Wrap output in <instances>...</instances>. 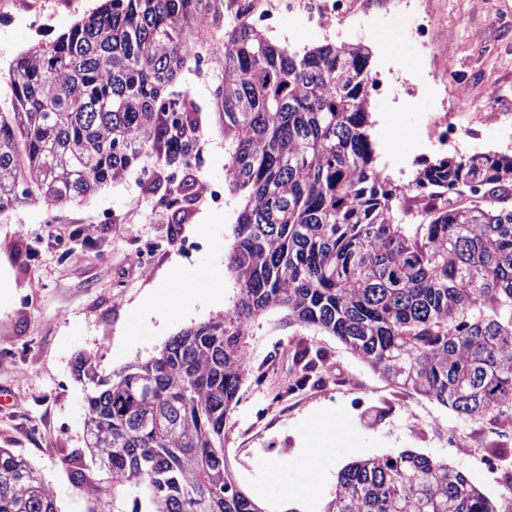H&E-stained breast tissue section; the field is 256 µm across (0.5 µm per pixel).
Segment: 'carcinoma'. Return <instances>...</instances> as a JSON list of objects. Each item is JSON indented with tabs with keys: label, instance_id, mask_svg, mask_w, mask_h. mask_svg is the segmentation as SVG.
I'll return each instance as SVG.
<instances>
[{
	"label": "carcinoma",
	"instance_id": "carcinoma-1",
	"mask_svg": "<svg viewBox=\"0 0 512 512\" xmlns=\"http://www.w3.org/2000/svg\"><path fill=\"white\" fill-rule=\"evenodd\" d=\"M226 3L100 0L20 54L0 98V214L26 200L80 202L148 155L193 196L198 109L173 85L201 55L222 58L224 184L243 193L227 254L237 298L116 374L90 358L75 365L87 447L131 512H266L237 485L224 429L248 369L243 336L272 311L458 414L512 407V155L443 156L396 184L370 134L366 46L290 49ZM405 189L445 198L412 224ZM0 512H58L40 473L6 448ZM324 512L499 504L462 472L404 451L344 467Z\"/></svg>",
	"mask_w": 512,
	"mask_h": 512
}]
</instances>
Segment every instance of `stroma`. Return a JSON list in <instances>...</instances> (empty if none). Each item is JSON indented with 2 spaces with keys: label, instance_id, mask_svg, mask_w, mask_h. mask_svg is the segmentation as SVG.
<instances>
[{
  "label": "stroma",
  "instance_id": "1",
  "mask_svg": "<svg viewBox=\"0 0 512 512\" xmlns=\"http://www.w3.org/2000/svg\"><path fill=\"white\" fill-rule=\"evenodd\" d=\"M443 33L429 54L407 34L404 18L323 30L287 21L273 38L292 48L361 43L371 72L399 76L391 98L371 100L377 163L397 184L411 181L431 147L433 118L447 116L475 152L512 154V140L484 112L512 113V0H427ZM96 0H0V74L21 52L55 39ZM215 80L184 71L176 88L200 108L195 145L199 182L224 179V129ZM143 158L122 180L83 202L46 214L26 201L0 215V448L26 458L52 491L58 512H130L124 496L101 493L107 471L85 443V390L74 375L79 357L106 374L162 348L180 330L221 317L237 284L227 269L231 229L240 198L223 208L197 195L183 223L173 221L164 189L149 187ZM158 244L150 260L140 248ZM192 276L193 300L175 313L151 311L173 263ZM206 268L214 279H198ZM278 313L250 323L243 338L249 360L238 404L226 423L225 452L241 490L266 512H284L281 491L291 483L314 436L312 420L332 412L343 422L338 456L323 460L327 480L311 512H323L347 462L428 455L463 472L486 495L504 501L512 482V441L488 434L491 417H466L437 401L390 384L323 333L278 325ZM485 430L482 441L449 449V433ZM494 457L487 471L485 457ZM87 485H77L76 469Z\"/></svg>",
  "mask_w": 512,
  "mask_h": 512
}]
</instances>
